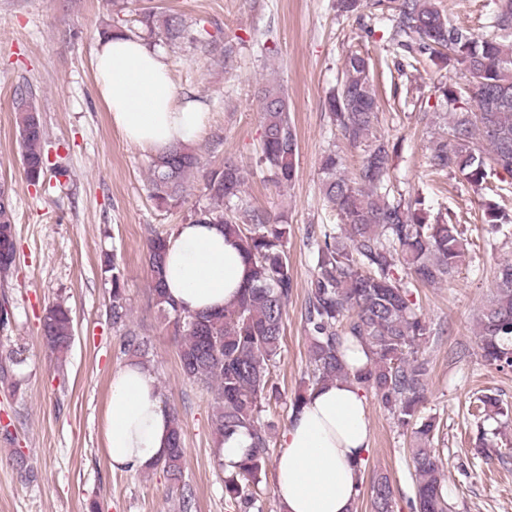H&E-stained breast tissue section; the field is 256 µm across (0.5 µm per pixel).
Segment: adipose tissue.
<instances>
[{
    "instance_id": "obj_1",
    "label": "adipose tissue",
    "mask_w": 512,
    "mask_h": 512,
    "mask_svg": "<svg viewBox=\"0 0 512 512\" xmlns=\"http://www.w3.org/2000/svg\"><path fill=\"white\" fill-rule=\"evenodd\" d=\"M94 70L112 122L130 145L156 157L201 138L203 107L179 93L159 48L109 35L97 46ZM247 277L239 244L221 225L191 222L170 234L165 291L182 311L222 310ZM366 406L352 379L308 391L289 415L275 461L278 512H354L370 442ZM171 421L150 366L132 359L113 372L103 428L113 469L137 471L165 456Z\"/></svg>"
}]
</instances>
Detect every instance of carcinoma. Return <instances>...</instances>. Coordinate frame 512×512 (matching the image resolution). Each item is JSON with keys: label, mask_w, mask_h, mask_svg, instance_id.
Returning a JSON list of instances; mask_svg holds the SVG:
<instances>
[{"label": "carcinoma", "mask_w": 512, "mask_h": 512, "mask_svg": "<svg viewBox=\"0 0 512 512\" xmlns=\"http://www.w3.org/2000/svg\"><path fill=\"white\" fill-rule=\"evenodd\" d=\"M486 25L472 28L448 18L437 0H337V10L354 14L363 8L391 23V41L401 57L399 66L416 68L427 57L451 65L469 76V98L460 105L452 85L439 90L450 105L448 137L431 142L430 164L437 172L461 174L468 184L485 188L492 175L512 178V0H494ZM149 34L169 42L182 38L175 15L153 11L138 19ZM329 117L343 139L360 150V161L348 175L344 159L334 151L322 161L323 195L345 233L321 231L315 268L305 310L310 371L307 386L295 392L291 409H298L309 388L350 376L345 352L357 343L369 363L356 371L362 388L372 392L391 412L399 427L411 429L410 454L414 473L411 512H452L445 473L432 448L438 428L435 417L421 415L429 361L419 356L431 329L416 311L414 290L452 280L464 263L468 239L444 216L429 219L419 197H405L393 179L396 144L376 132L378 99L370 76L369 57L354 52L344 64L339 88L326 100ZM263 116L261 162L278 183L297 174L298 141L288 99L271 87L259 101ZM14 112L23 173L40 184L47 170L69 176L62 166L50 167L39 111L25 91L15 93ZM200 159L187 146L154 157L150 164L151 196L161 206L180 204L189 177ZM246 175L227 160L211 170L206 195L214 206L194 211L199 223L222 224L243 247L249 278L236 304L217 314H188L163 292L169 234L152 232L147 242L150 293L173 326L177 355L184 376L214 393L212 428L225 440L238 432L251 439L249 452L235 470L224 473V504L232 512H262L259 484L267 465L271 425L262 420L264 402L274 393L271 370L281 354L288 302L294 288L288 255V225L258 210L221 207L241 199ZM481 221L500 229L512 224V214L494 198L481 203ZM12 204L0 205V280L16 264ZM112 271L109 312L112 327L124 330L121 352L145 358L149 342L127 324L129 312L117 260H105ZM496 288L478 316V347L483 361L498 369L512 368V262L495 273ZM40 332L45 349L62 359L75 339L72 309L63 301L44 308ZM23 362L19 352L0 355V380L7 366ZM8 380V379H6ZM19 391V380H8ZM478 420L504 413L502 402L483 394L477 398ZM167 455L162 468L176 488L178 512H195L196 490L184 479L186 448L183 422L172 411ZM374 512H394V488L379 476L371 487Z\"/></svg>", "instance_id": "obj_1"}]
</instances>
